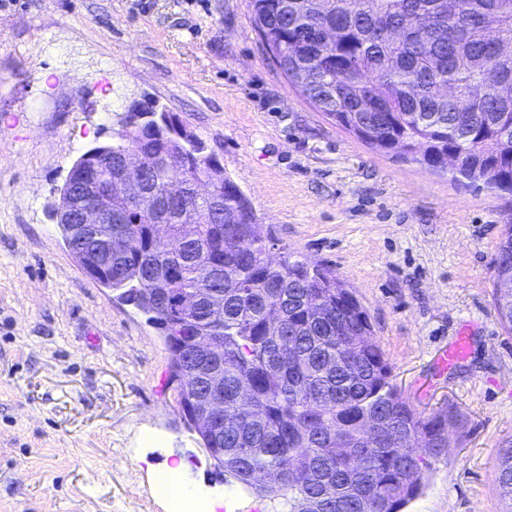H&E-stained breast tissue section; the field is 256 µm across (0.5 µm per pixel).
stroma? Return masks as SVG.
<instances>
[{
    "label": "stroma",
    "mask_w": 512,
    "mask_h": 512,
    "mask_svg": "<svg viewBox=\"0 0 512 512\" xmlns=\"http://www.w3.org/2000/svg\"><path fill=\"white\" fill-rule=\"evenodd\" d=\"M202 138L275 239L370 315L399 393L452 408L405 512H512V333L493 305L512 193L362 142L273 64L248 0H11L0 8V512H169L159 479L218 512H270L213 473L167 382L160 331L87 276L47 205L132 100ZM473 350L437 375L462 325Z\"/></svg>",
    "instance_id": "obj_1"
}]
</instances>
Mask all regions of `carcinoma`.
I'll return each mask as SVG.
<instances>
[{"label":"carcinoma","instance_id":"cac0c4a2","mask_svg":"<svg viewBox=\"0 0 512 512\" xmlns=\"http://www.w3.org/2000/svg\"><path fill=\"white\" fill-rule=\"evenodd\" d=\"M253 21L286 46L284 75L336 125L354 133L378 126V138L413 160L432 167L428 153L453 150L462 156L461 178L489 172L512 182V155L501 151L512 139V99L491 89L512 81V56L494 49L485 18L512 34V0H249ZM341 22L336 46L320 32ZM452 83L490 89L461 112L437 95ZM138 113L124 111L102 145L98 174L111 158L140 146ZM205 142L175 147L189 168L185 193L165 197L155 215L139 211L134 198L112 197L100 233L112 236V290L148 315L165 336L169 378L184 396H203L215 371L224 378V432L198 428L203 447L224 455L230 485L251 488L276 512H401L421 490L423 470L448 448L455 415L442 409L424 417L398 393L367 310L353 293L320 265L293 258H266L270 238L238 184L224 176L217 204L193 194L209 177ZM169 167L152 163L143 190L163 194L173 178ZM194 238L168 251L154 243V222ZM512 271V224L499 242L494 269ZM201 296L185 313L174 301L183 293ZM220 294L224 308L209 309ZM324 314L317 318L313 305ZM190 332L224 342L220 360H188L180 335ZM420 454L399 452V436ZM257 473L270 477L258 487ZM512 498V449L495 476Z\"/></svg>","mask_w":512,"mask_h":512}]
</instances>
